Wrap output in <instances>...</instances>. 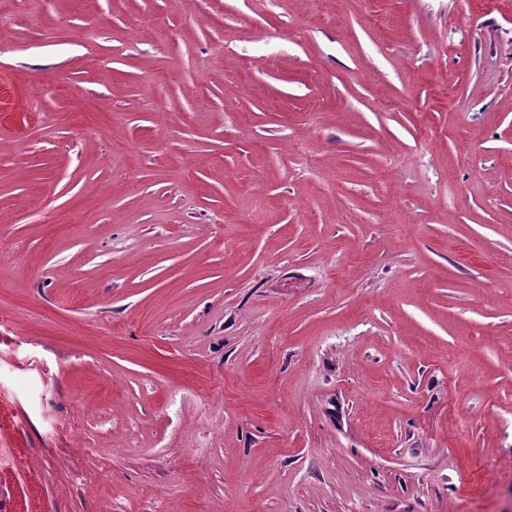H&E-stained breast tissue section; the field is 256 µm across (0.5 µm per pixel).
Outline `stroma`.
Listing matches in <instances>:
<instances>
[{"label": "stroma", "mask_w": 512, "mask_h": 512, "mask_svg": "<svg viewBox=\"0 0 512 512\" xmlns=\"http://www.w3.org/2000/svg\"><path fill=\"white\" fill-rule=\"evenodd\" d=\"M0 448L18 512H512V0H0Z\"/></svg>", "instance_id": "stroma-1"}]
</instances>
